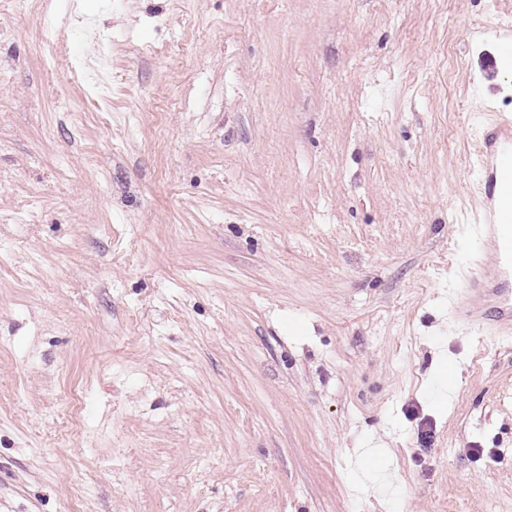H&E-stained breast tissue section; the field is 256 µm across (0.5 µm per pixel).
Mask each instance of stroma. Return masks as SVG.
<instances>
[{"label":"stroma","mask_w":512,"mask_h":512,"mask_svg":"<svg viewBox=\"0 0 512 512\" xmlns=\"http://www.w3.org/2000/svg\"><path fill=\"white\" fill-rule=\"evenodd\" d=\"M66 1L0 0V512H512L446 298L512 0Z\"/></svg>","instance_id":"stroma-1"}]
</instances>
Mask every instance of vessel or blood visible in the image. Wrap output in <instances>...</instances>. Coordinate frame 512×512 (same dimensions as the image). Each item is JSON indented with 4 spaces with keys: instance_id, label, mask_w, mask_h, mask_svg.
<instances>
[{
    "instance_id": "1",
    "label": "vessel or blood",
    "mask_w": 512,
    "mask_h": 512,
    "mask_svg": "<svg viewBox=\"0 0 512 512\" xmlns=\"http://www.w3.org/2000/svg\"><path fill=\"white\" fill-rule=\"evenodd\" d=\"M474 158L483 171L479 184L483 205L472 223L459 232L476 238L484 273L463 275L460 288L448 293L453 323L490 328L496 336H512V114L484 127Z\"/></svg>"
}]
</instances>
